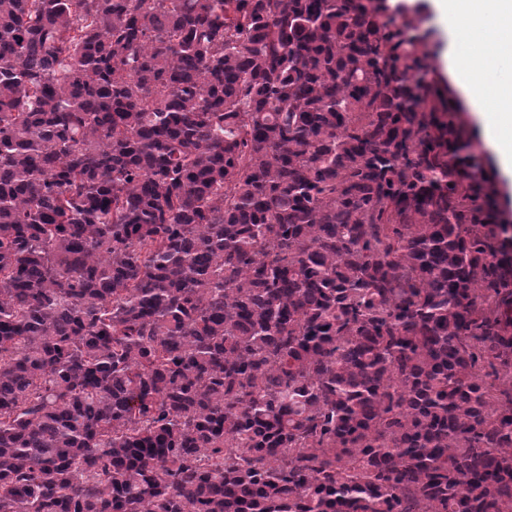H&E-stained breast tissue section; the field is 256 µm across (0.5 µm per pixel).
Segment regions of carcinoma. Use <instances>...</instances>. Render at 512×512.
I'll use <instances>...</instances> for the list:
<instances>
[{
	"instance_id": "carcinoma-1",
	"label": "carcinoma",
	"mask_w": 512,
	"mask_h": 512,
	"mask_svg": "<svg viewBox=\"0 0 512 512\" xmlns=\"http://www.w3.org/2000/svg\"><path fill=\"white\" fill-rule=\"evenodd\" d=\"M401 0H0V512H512V220Z\"/></svg>"
}]
</instances>
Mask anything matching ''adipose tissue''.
I'll use <instances>...</instances> for the list:
<instances>
[{
    "instance_id": "adipose-tissue-1",
    "label": "adipose tissue",
    "mask_w": 512,
    "mask_h": 512,
    "mask_svg": "<svg viewBox=\"0 0 512 512\" xmlns=\"http://www.w3.org/2000/svg\"><path fill=\"white\" fill-rule=\"evenodd\" d=\"M459 41L452 59L463 87L478 84L469 102L501 180L512 184V0H438Z\"/></svg>"
}]
</instances>
